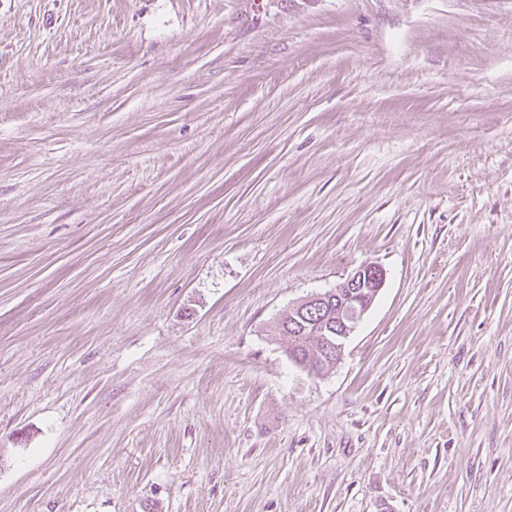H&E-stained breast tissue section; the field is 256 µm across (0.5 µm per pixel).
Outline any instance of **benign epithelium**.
<instances>
[{
    "label": "benign epithelium",
    "mask_w": 512,
    "mask_h": 512,
    "mask_svg": "<svg viewBox=\"0 0 512 512\" xmlns=\"http://www.w3.org/2000/svg\"><path fill=\"white\" fill-rule=\"evenodd\" d=\"M386 272L376 263H366L351 272L332 289L312 293L288 306V323L304 317V312L336 301V349L328 350V358L341 361L346 343L384 287Z\"/></svg>",
    "instance_id": "benign-epithelium-1"
}]
</instances>
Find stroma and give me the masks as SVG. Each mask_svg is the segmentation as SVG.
Instances as JSON below:
<instances>
[{
  "label": "stroma",
  "instance_id": "1",
  "mask_svg": "<svg viewBox=\"0 0 512 512\" xmlns=\"http://www.w3.org/2000/svg\"><path fill=\"white\" fill-rule=\"evenodd\" d=\"M0 512H512V0H0ZM385 282L386 272L383 267L376 263H366L351 272L332 289L312 293L288 306L289 328L290 324L293 323L294 317L306 318L305 311L311 312L312 308L325 305L332 301L336 295V298L329 303L328 309L324 313L325 316L330 312L327 324L331 322L332 326H335L336 323V331L331 329V332L336 334V349H329L327 354L328 359L336 358V363L332 366H330V363H325L318 367L320 372L324 374L330 371L341 361L348 339L353 335L364 315L372 306L374 300L384 287ZM354 295L361 296L362 302L350 313L346 314L343 311L342 304L350 300ZM305 327H311L309 322L300 321L295 325H291L293 333L289 336L288 330L280 329L277 320L275 326L277 334L288 342V357L299 359L300 362L305 361L308 357L310 361L316 359L315 355L320 349V336L318 332L315 333L312 327ZM304 328L305 331L303 332Z\"/></svg>",
  "mask_w": 512,
  "mask_h": 512
}]
</instances>
